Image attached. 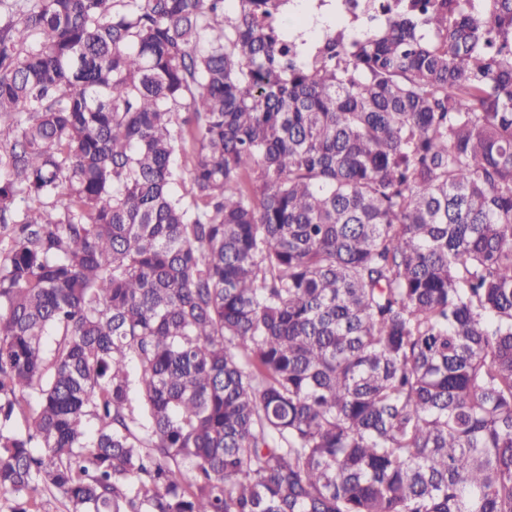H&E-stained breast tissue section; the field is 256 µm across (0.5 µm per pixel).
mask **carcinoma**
Here are the masks:
<instances>
[{
  "label": "carcinoma",
  "mask_w": 512,
  "mask_h": 512,
  "mask_svg": "<svg viewBox=\"0 0 512 512\" xmlns=\"http://www.w3.org/2000/svg\"><path fill=\"white\" fill-rule=\"evenodd\" d=\"M0 0L11 512H512V0Z\"/></svg>",
  "instance_id": "carcinoma-1"
}]
</instances>
